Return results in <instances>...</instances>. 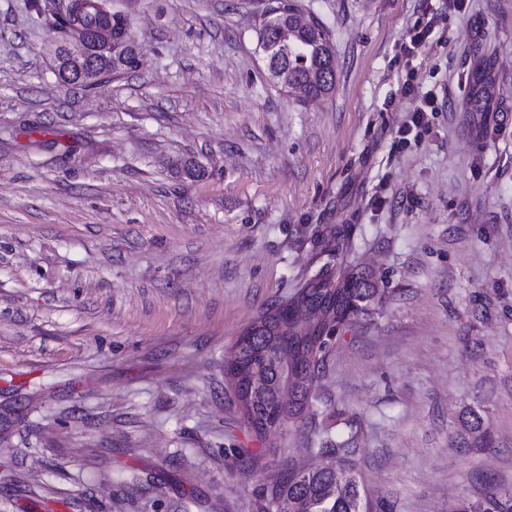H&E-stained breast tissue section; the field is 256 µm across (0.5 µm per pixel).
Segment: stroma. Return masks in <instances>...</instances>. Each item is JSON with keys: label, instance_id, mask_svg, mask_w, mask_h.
<instances>
[{"label": "stroma", "instance_id": "stroma-1", "mask_svg": "<svg viewBox=\"0 0 512 512\" xmlns=\"http://www.w3.org/2000/svg\"><path fill=\"white\" fill-rule=\"evenodd\" d=\"M296 2L336 51L311 102L268 72L270 0H112L139 64L77 88L31 0H0V512H259L314 440H353L375 512L512 487V0ZM343 224L385 297L342 331L315 412L257 434L225 365ZM436 30V22L433 16H424L418 19L409 28L407 37L414 47L426 43L431 40ZM483 64L469 77L465 110L472 114L474 122L482 123L487 112L495 105L494 64L491 54L484 53ZM479 121H478V117ZM437 98L432 91H426L422 95L421 105L415 109L411 116L409 123L415 128H421L426 125L427 112H436L437 109ZM409 123H405L404 126L400 127L399 132L406 134L412 130Z\"/></svg>", "mask_w": 512, "mask_h": 512}]
</instances>
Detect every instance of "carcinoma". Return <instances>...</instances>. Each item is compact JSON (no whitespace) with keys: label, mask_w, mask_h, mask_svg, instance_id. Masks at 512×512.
<instances>
[{"label":"carcinoma","mask_w":512,"mask_h":512,"mask_svg":"<svg viewBox=\"0 0 512 512\" xmlns=\"http://www.w3.org/2000/svg\"><path fill=\"white\" fill-rule=\"evenodd\" d=\"M271 18L258 33L261 51L276 64L277 83L285 90L302 86L306 100H316L332 92L336 66L328 33L314 16L302 14L292 0H272ZM102 20L93 3L74 15L73 3L51 14L49 26L63 44L76 22L91 29ZM112 47L98 53L101 68L137 63L139 47L133 39L127 17L112 14ZM495 105L493 57L484 55L483 64L469 77L465 111L473 120L484 121ZM351 226L343 225L322 240L324 252L339 262L347 249ZM381 289L375 277L351 271L335 284L310 280L298 292L307 315L284 321V315L266 312L250 324L251 338L236 342L234 359L248 375L259 381L257 402L248 407L247 423L262 434L268 429L271 410L288 403V416L301 415L308 402V389L326 367L332 343L340 331L362 315L369 314L380 301ZM288 353V378H283L279 359ZM330 453L336 462L290 467L274 476L261 495L262 512H372V506L355 470L359 449L316 448ZM451 512H512V488H493L483 496L462 499Z\"/></svg>","instance_id":"obj_1"}]
</instances>
